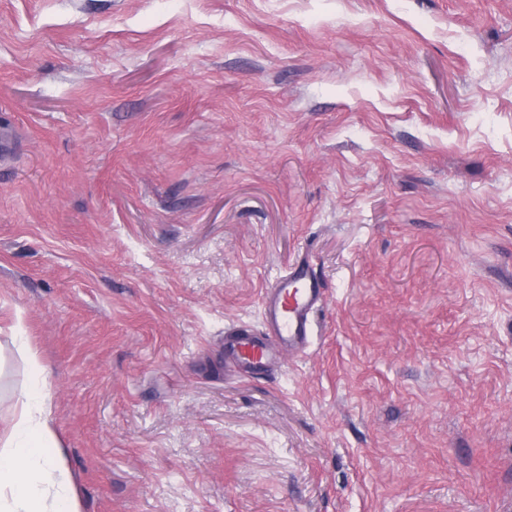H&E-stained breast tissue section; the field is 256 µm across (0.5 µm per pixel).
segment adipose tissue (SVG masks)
I'll list each match as a JSON object with an SVG mask.
<instances>
[{
	"label": "adipose tissue",
	"mask_w": 512,
	"mask_h": 512,
	"mask_svg": "<svg viewBox=\"0 0 512 512\" xmlns=\"http://www.w3.org/2000/svg\"><path fill=\"white\" fill-rule=\"evenodd\" d=\"M12 342L28 365V383L0 430V512H79L60 452L49 373L20 325Z\"/></svg>",
	"instance_id": "obj_1"
}]
</instances>
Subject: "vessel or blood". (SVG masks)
Returning <instances> with one entry per match:
<instances>
[{
	"label": "vessel or blood",
	"mask_w": 512,
	"mask_h": 512,
	"mask_svg": "<svg viewBox=\"0 0 512 512\" xmlns=\"http://www.w3.org/2000/svg\"><path fill=\"white\" fill-rule=\"evenodd\" d=\"M320 302L321 289L308 265L289 268L263 295L267 335L226 340L228 360L252 371L263 370L278 359L280 348L294 349L305 343Z\"/></svg>",
	"instance_id": "vessel-or-blood-1"
}]
</instances>
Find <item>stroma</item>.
Masks as SVG:
<instances>
[{"label":"stroma","instance_id":"obj_1","mask_svg":"<svg viewBox=\"0 0 512 512\" xmlns=\"http://www.w3.org/2000/svg\"><path fill=\"white\" fill-rule=\"evenodd\" d=\"M0 124V418L19 313L80 512H512V0H0ZM321 294L307 263L289 268L263 295L267 335L225 340L227 359L236 366L261 371L278 359L280 347L295 349L304 344Z\"/></svg>","mask_w":512,"mask_h":512}]
</instances>
